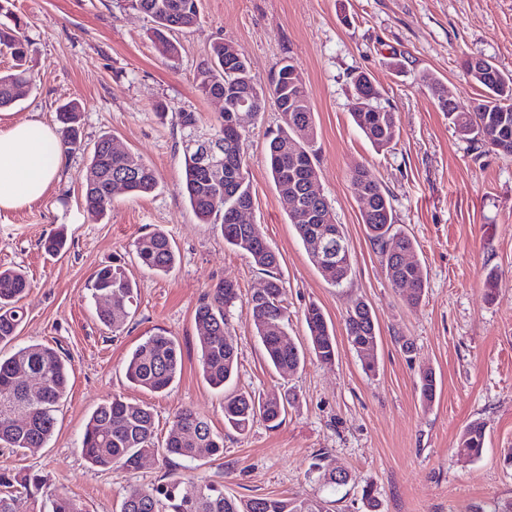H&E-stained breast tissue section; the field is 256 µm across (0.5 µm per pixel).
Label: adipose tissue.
<instances>
[{
	"mask_svg": "<svg viewBox=\"0 0 512 512\" xmlns=\"http://www.w3.org/2000/svg\"><path fill=\"white\" fill-rule=\"evenodd\" d=\"M64 161L57 134L43 120L30 117L0 128V209L42 199Z\"/></svg>",
	"mask_w": 512,
	"mask_h": 512,
	"instance_id": "1",
	"label": "adipose tissue"
}]
</instances>
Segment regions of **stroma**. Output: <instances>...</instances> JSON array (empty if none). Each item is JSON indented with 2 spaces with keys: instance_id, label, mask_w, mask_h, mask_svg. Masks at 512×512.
<instances>
[{
  "instance_id": "35a3bbf8",
  "label": "stroma",
  "mask_w": 512,
  "mask_h": 512,
  "mask_svg": "<svg viewBox=\"0 0 512 512\" xmlns=\"http://www.w3.org/2000/svg\"><path fill=\"white\" fill-rule=\"evenodd\" d=\"M32 42L35 80L0 125L37 116L54 123L58 105L79 101L85 149L69 152L47 195L15 211H0V269L19 268L30 287L21 300L26 317L15 343H44L67 355L70 380L43 448L0 450V468L40 476L37 495L19 494L14 512H51L54 495L76 499L85 512H119L129 486H148L168 470L223 486L237 497H308L331 512H364L370 487L379 512H512V156L480 152L459 138L421 77H436L445 95L467 107L478 94L462 70L480 57L512 71V0H199L198 26L174 33L175 57L150 39V19L122 0H8ZM231 42L255 80L268 84L277 62L292 57L315 112L316 189L342 224L352 273L333 286L310 262L283 208L266 164V145L283 123L274 104L245 118L244 145L254 209L249 216L280 254L288 334L306 343L303 312L321 307L336 334V356L324 365L282 375L271 368L248 310L265 276L224 244L219 227L199 223L180 191L178 112L214 121L220 102L203 98L194 74L214 41ZM372 76L381 102L396 112L400 136L376 150L351 117L350 75ZM164 102L165 115L153 110ZM111 133L118 147L154 167L151 194H117L112 210L95 220L82 186L90 146ZM365 167L391 198L397 228L417 242L427 273L423 300L407 305L368 240L362 202L350 180ZM66 252L47 254L41 242L58 230ZM171 240L172 271L136 265L134 243L153 230ZM124 265L137 284L120 334L96 318L91 278L99 268ZM495 273L494 292L485 280ZM222 279L238 299L228 334L238 349L233 390L292 396L282 423L255 420L239 434L224 427V394L203 379L194 314ZM365 300L380 328L378 370L369 375L349 345L344 319L353 299ZM163 333L183 350L181 375L163 393L131 385L125 362L148 336ZM432 368L438 383L424 405L419 375ZM143 403L159 431L188 408L224 436V453L201 461L154 456L134 472L91 467L79 445L98 405L112 397ZM486 429L480 459L463 463L454 450L463 427ZM329 456L352 479L322 485L310 467Z\"/></svg>"
}]
</instances>
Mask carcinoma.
Listing matches in <instances>:
<instances>
[{"instance_id":"1","label":"carcinoma","mask_w":512,"mask_h":512,"mask_svg":"<svg viewBox=\"0 0 512 512\" xmlns=\"http://www.w3.org/2000/svg\"><path fill=\"white\" fill-rule=\"evenodd\" d=\"M126 6L151 18L152 40L158 51L167 57L178 53L170 35L198 25V0H125ZM30 41L18 18L13 23H0V47L14 60L13 69L0 74V109L17 101L15 90L32 81L27 62ZM467 75L480 89L471 109L463 111L438 96L441 111L448 116L457 135L474 147H488L504 155H512V74L497 70ZM196 90L204 98L222 96L231 104L245 102L256 112L264 109L266 99L284 108L283 125L273 133L267 144V168L277 188L304 196L308 183L317 177L315 160V115L311 98L298 67L291 58L279 62L268 88L257 87L249 67L234 47L224 41L213 43L209 57L194 74ZM354 91L365 97L369 109L352 110L351 115L364 136L378 149L397 141L400 130L395 113L381 105L379 92L365 73L353 76ZM83 115L75 101L58 107L57 133L66 151L82 147ZM230 113H220L210 126L212 134L224 140V173L228 177L215 180L202 167L196 155L183 151L184 173L182 191L196 218L202 224H217L224 243L246 256L250 263L267 275L266 288L256 292L249 301L255 336L261 342L267 360L280 373H294L304 362L303 348L295 342L285 343L288 335V307L284 305L283 287L278 272V254L269 246L260 226L239 221V210L253 203L247 180V162L243 151L245 132H237L229 123ZM181 137L202 126L201 117L193 111L178 113ZM89 169L94 182L86 183L85 203L93 217L112 210V201L119 192L143 195L158 186L152 166L141 162L129 169V155L112 148V136L104 134L94 143ZM351 182L367 197L361 212L368 238L378 250L389 281L407 288L406 303L416 305L427 288L426 273L418 262L408 263L405 256L415 252L414 240L395 229L394 209L389 193L380 183L357 167ZM311 263L321 272L326 265L313 245L318 228L344 234L336 223L331 205L324 198L310 201L307 212L288 211ZM140 266L157 274L167 273L175 263V254L168 237L161 231L141 236L135 243ZM326 279L336 286L347 281L351 272V256L330 261ZM28 287L25 275L16 270L0 271V346L12 345L24 319L20 301ZM135 283L122 265L98 269L91 284L97 299L108 297L113 308L97 311L102 325L114 332L121 330L128 317L127 305L133 299ZM238 298L237 286L231 281L216 285L195 311V321L205 332L200 338V366L206 382L224 388L235 375L238 352L227 336L230 308ZM309 329V347L316 359L330 363L335 357L336 337L333 328L315 304L304 311ZM345 330L352 348L368 372L375 371L373 353L378 346L379 327L371 307L357 298L352 301L345 319ZM183 355L179 343L171 336L154 334L140 343L126 362L127 380L143 389L160 393L170 387L181 373ZM69 369L60 352L50 346L31 344L0 359V445L8 448H43L52 437L54 413L66 395ZM420 397L424 404L436 396L437 380L430 369L419 377ZM224 427L240 434L246 432L257 418L275 427L286 411L278 399H260L239 392L224 397ZM155 418L150 409L114 397L100 404L88 420L81 439L80 451L85 460L104 470L135 471L141 461L161 451L183 460H201L223 454L224 436L213 432L207 419L183 409L173 415L161 446L155 443ZM485 427L473 420L462 429L456 454L463 463L479 459L483 452ZM318 478L331 487L345 486L351 476L338 481L335 469L320 456L313 463ZM41 479L36 475L0 472V512H13V489L29 493L39 490ZM52 512H83L80 503L58 495L52 501ZM120 512H328L323 502L309 498L234 497L213 483H200L171 472L161 481L147 487L127 490Z\"/></svg>"}]
</instances>
